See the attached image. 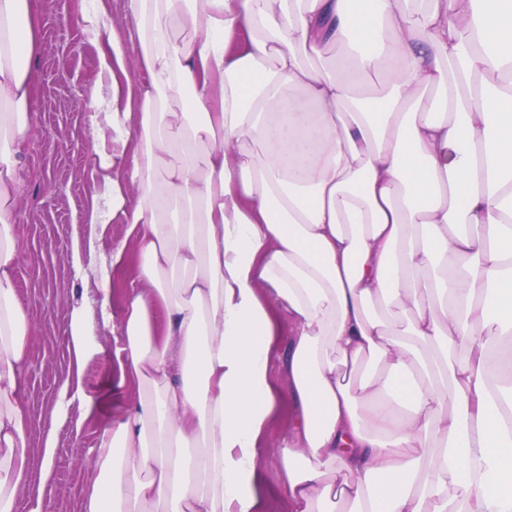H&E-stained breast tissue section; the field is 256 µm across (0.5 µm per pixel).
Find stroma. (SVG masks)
Wrapping results in <instances>:
<instances>
[{
  "label": "stroma",
  "mask_w": 512,
  "mask_h": 512,
  "mask_svg": "<svg viewBox=\"0 0 512 512\" xmlns=\"http://www.w3.org/2000/svg\"><path fill=\"white\" fill-rule=\"evenodd\" d=\"M41 48L33 67L38 76L32 138L22 156V197L16 221L20 254L15 288L32 326V348L24 373V403L31 420L30 481L18 512L41 501L45 512H80L89 482L90 457L98 431L120 412L113 401L118 375L116 341L105 328L93 279L76 276L74 247L88 249L89 227L79 221L90 202L92 142L79 108L94 79L95 51L85 43L76 0H40ZM90 306L88 340L94 350L82 373V398L91 413L82 431L70 419L54 418L61 381L72 363L70 321L73 307ZM57 438L53 479L43 482L42 441ZM288 411L274 415L261 453L265 485L281 484L278 452L287 447Z\"/></svg>",
  "instance_id": "35a3bbf8"
}]
</instances>
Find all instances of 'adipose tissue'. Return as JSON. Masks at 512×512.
<instances>
[{
  "instance_id": "adipose-tissue-1",
  "label": "adipose tissue",
  "mask_w": 512,
  "mask_h": 512,
  "mask_svg": "<svg viewBox=\"0 0 512 512\" xmlns=\"http://www.w3.org/2000/svg\"><path fill=\"white\" fill-rule=\"evenodd\" d=\"M126 7L133 63L104 5L79 8L101 307L115 273L138 282L103 320L127 404L82 512H263L283 406L289 512H512V0ZM40 33L38 0H0V512L30 458L15 217ZM380 71L379 106L353 96ZM86 321L74 308L63 403ZM288 441V409L284 407L275 413L262 446L261 474L267 486L275 487L282 483L278 452L280 448L288 447Z\"/></svg>"
}]
</instances>
